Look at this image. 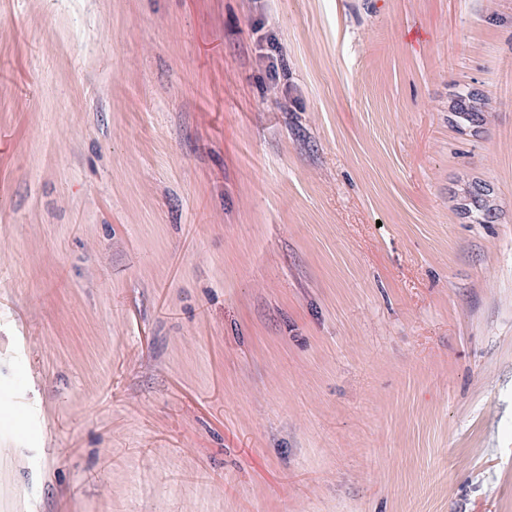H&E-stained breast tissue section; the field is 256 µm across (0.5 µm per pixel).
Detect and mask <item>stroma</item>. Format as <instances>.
<instances>
[{"instance_id": "1", "label": "stroma", "mask_w": 512, "mask_h": 512, "mask_svg": "<svg viewBox=\"0 0 512 512\" xmlns=\"http://www.w3.org/2000/svg\"><path fill=\"white\" fill-rule=\"evenodd\" d=\"M0 512H512V0H0Z\"/></svg>"}]
</instances>
